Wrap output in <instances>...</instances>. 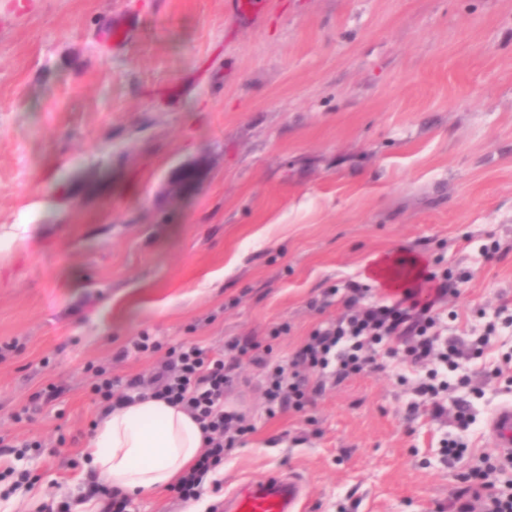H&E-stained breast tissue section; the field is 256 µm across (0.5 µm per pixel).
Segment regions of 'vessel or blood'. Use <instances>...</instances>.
Listing matches in <instances>:
<instances>
[{"mask_svg": "<svg viewBox=\"0 0 512 512\" xmlns=\"http://www.w3.org/2000/svg\"><path fill=\"white\" fill-rule=\"evenodd\" d=\"M497 448L512 452V404L501 406L488 420ZM302 485L293 477L272 475L259 483L244 482L224 499L225 512H298Z\"/></svg>", "mask_w": 512, "mask_h": 512, "instance_id": "1", "label": "vessel or blood"}]
</instances>
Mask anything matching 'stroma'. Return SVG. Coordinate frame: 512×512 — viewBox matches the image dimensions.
Instances as JSON below:
<instances>
[{
    "mask_svg": "<svg viewBox=\"0 0 512 512\" xmlns=\"http://www.w3.org/2000/svg\"><path fill=\"white\" fill-rule=\"evenodd\" d=\"M0 239V512H97L94 372L149 375L135 337L251 336L285 363L349 282L396 298L368 268L407 253L464 273L435 330L484 353L420 367L386 340L380 370L273 416L241 362L224 402L250 431L200 499L131 510L210 512L278 473L305 512H450L474 468L512 480L486 433L512 401V0H0ZM426 380L468 429L428 413Z\"/></svg>",
    "mask_w": 512,
    "mask_h": 512,
    "instance_id": "obj_1",
    "label": "stroma"
}]
</instances>
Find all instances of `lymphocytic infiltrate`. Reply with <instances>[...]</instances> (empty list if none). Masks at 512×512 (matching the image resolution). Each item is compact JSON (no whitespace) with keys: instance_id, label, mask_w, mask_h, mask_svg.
I'll return each mask as SVG.
<instances>
[{"instance_id":"1","label":"lymphocytic infiltrate","mask_w":512,"mask_h":512,"mask_svg":"<svg viewBox=\"0 0 512 512\" xmlns=\"http://www.w3.org/2000/svg\"><path fill=\"white\" fill-rule=\"evenodd\" d=\"M456 277L424 272L403 289L398 298L366 302V285L352 282L342 301L343 313L318 323L285 364H270L258 342L246 337L228 342L229 356H215L196 343L170 349L149 378L125 380L97 371L93 391L104 409L145 395L182 406L201 426L204 445L194 464L173 486L179 498L200 497L205 477L235 447L247 430L244 417L224 406V392L234 382L241 360L268 371L264 397L270 411H303L327 382L338 383L352 372L374 366V350L389 338L405 346L415 364L434 354L430 330L439 304L454 293Z\"/></svg>"}]
</instances>
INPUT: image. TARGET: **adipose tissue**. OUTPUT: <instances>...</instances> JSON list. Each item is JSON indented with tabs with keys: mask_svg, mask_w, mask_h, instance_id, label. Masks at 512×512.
<instances>
[{
	"mask_svg": "<svg viewBox=\"0 0 512 512\" xmlns=\"http://www.w3.org/2000/svg\"><path fill=\"white\" fill-rule=\"evenodd\" d=\"M202 448L200 427L189 413L147 397L101 418L89 459L98 480L144 496L171 487Z\"/></svg>",
	"mask_w": 512,
	"mask_h": 512,
	"instance_id": "ef3b65f1",
	"label": "adipose tissue"
}]
</instances>
